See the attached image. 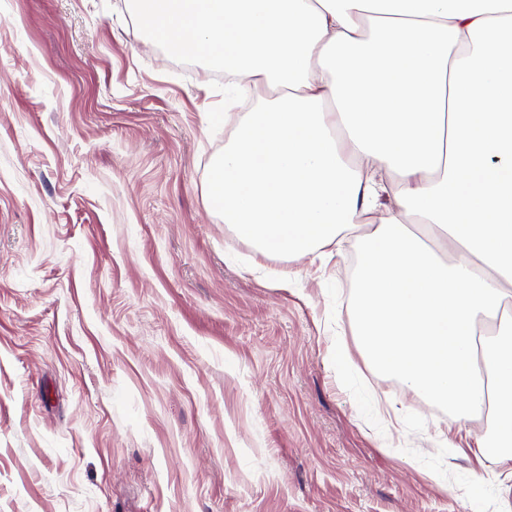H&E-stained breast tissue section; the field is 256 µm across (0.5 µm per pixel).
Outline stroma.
<instances>
[{"mask_svg":"<svg viewBox=\"0 0 512 512\" xmlns=\"http://www.w3.org/2000/svg\"><path fill=\"white\" fill-rule=\"evenodd\" d=\"M223 110L127 0H0V512H501L484 418L360 352L355 245L254 272L208 209Z\"/></svg>","mask_w":512,"mask_h":512,"instance_id":"stroma-1","label":"stroma"}]
</instances>
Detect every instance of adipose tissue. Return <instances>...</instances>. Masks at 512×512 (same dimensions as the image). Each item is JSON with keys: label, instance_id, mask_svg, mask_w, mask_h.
Returning a JSON list of instances; mask_svg holds the SVG:
<instances>
[{"label": "adipose tissue", "instance_id": "1", "mask_svg": "<svg viewBox=\"0 0 512 512\" xmlns=\"http://www.w3.org/2000/svg\"><path fill=\"white\" fill-rule=\"evenodd\" d=\"M147 38L272 93L239 113L205 196L264 257L358 225L370 363L512 459V0H132Z\"/></svg>", "mask_w": 512, "mask_h": 512}]
</instances>
